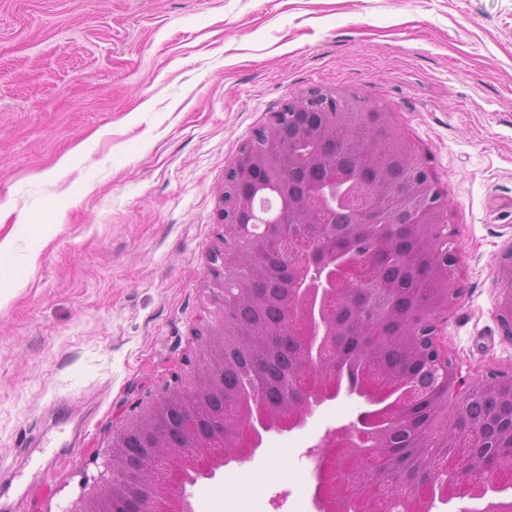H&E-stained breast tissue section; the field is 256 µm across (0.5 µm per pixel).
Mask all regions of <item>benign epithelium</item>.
<instances>
[{"label": "benign epithelium", "mask_w": 512, "mask_h": 512, "mask_svg": "<svg viewBox=\"0 0 512 512\" xmlns=\"http://www.w3.org/2000/svg\"><path fill=\"white\" fill-rule=\"evenodd\" d=\"M313 116L322 119L327 133L350 129L357 123H369L392 133L379 145L378 155L399 144L394 136L389 114L386 111L364 112L355 98L342 97L321 89L312 90L293 102L285 111L272 115L269 124L257 130L240 149L224 175V208L221 223L235 225L236 235L224 238V247L214 251L211 257L212 272L224 275V287L215 295L218 309L200 320L195 330L197 341L196 363L202 364L207 356L206 342L215 334L223 336V349L233 354L237 337L226 330L229 306L241 297L247 288L242 278L229 270L228 257L240 252L252 240L253 224L257 219L244 201V194L273 186L280 188L295 172H300L317 162L321 155L312 151L295 155L285 154L284 144L291 136L306 142L319 136L316 125L310 123ZM405 176L381 199L383 211L360 213L358 223L373 224L377 220L391 223V214L400 211L409 216V223L418 224L429 237L442 262L457 264L458 256L448 250V199L427 162L413 151L407 152ZM285 213L292 214L297 224H316L329 229L334 222L333 214L313 199L312 193L303 191L302 198H288ZM318 236L306 233L288 236L277 233L268 237L274 255H286L284 263L289 288V323H297L302 335L311 339L308 350L311 356L292 375L288 394L297 398L298 408L287 417L268 420L260 414L246 422L240 431L244 442L243 453L229 457L224 454V431L183 443L177 441L180 431L194 430L198 426L196 411L188 408L178 428H167L161 438L168 443V457L156 455L151 443L133 442L140 428L155 415L154 404L138 405L130 414L122 417L118 431L119 440L112 442L111 454L105 463V475L100 484L117 490L118 498H94L74 505L73 512H192L190 488L200 481H218L224 468L235 463L245 464L263 451L265 440L273 434H282L304 428L308 420L325 404L338 398L355 403V420L325 433L314 453L316 486L313 495L315 512H347V504L353 503L358 512H382L386 505L387 478L382 475L384 460L374 452L383 447L381 435L373 434L364 441L361 431L369 412L378 404L373 395L391 388L402 392L401 410L406 412L417 402L439 397L442 405L452 406V429L457 433L454 450L446 457L428 455L425 462L439 468L457 470L461 483L448 489V494L433 499L425 489H417L405 498L402 512H433L435 504L449 505L454 499L471 494L487 496L503 503L495 512H512V432L509 442H499L496 436H486L470 425L466 404L475 395L476 387L470 375L462 374L455 359L448 354L444 344V326L448 322V306L461 294L457 282L448 281L446 300L434 310L419 312L410 318L415 345L422 359L417 363L420 372L405 379L389 373L380 374L381 383L371 384L360 378L334 374L323 377L320 372L336 358V310L342 305L344 294L353 288L366 291L377 287L376 281L365 274L363 264L346 265L342 259L334 263L320 261L318 248L313 241ZM508 275L506 305L498 315L503 335L512 340V249L504 254L501 262ZM173 384L168 391L190 389L194 386L198 370L171 372ZM484 388L512 396V374L505 376L491 372L482 382ZM491 444L493 448L509 449L508 463L479 461L472 457L474 442ZM181 461L182 474L188 479L176 488L168 486V460ZM151 469L154 482L150 486L140 483L141 471Z\"/></svg>", "instance_id": "7a95c632"}]
</instances>
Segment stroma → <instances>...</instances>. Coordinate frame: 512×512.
Segmentation results:
<instances>
[{
    "label": "stroma",
    "instance_id": "35a3bbf8",
    "mask_svg": "<svg viewBox=\"0 0 512 512\" xmlns=\"http://www.w3.org/2000/svg\"><path fill=\"white\" fill-rule=\"evenodd\" d=\"M313 89L378 103L428 162L460 258L448 350L478 383L512 371V0H0V239L46 227L0 305V512H69L121 416L192 357L224 172ZM355 410L275 437L281 478L225 470L230 494L292 512ZM501 265L508 275V285L510 288H505L507 292L506 305L498 315V322L503 335L512 340V249L504 254Z\"/></svg>",
    "mask_w": 512,
    "mask_h": 512
}]
</instances>
